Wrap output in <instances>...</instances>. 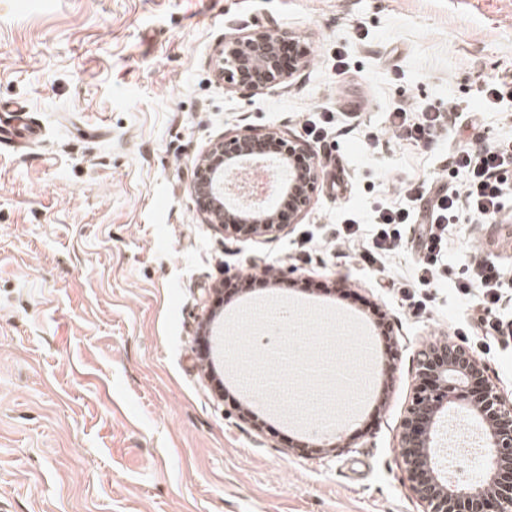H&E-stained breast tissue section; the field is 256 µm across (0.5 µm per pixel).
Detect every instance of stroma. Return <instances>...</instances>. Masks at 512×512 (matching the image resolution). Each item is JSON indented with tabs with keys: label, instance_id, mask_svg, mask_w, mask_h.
Segmentation results:
<instances>
[{
	"label": "stroma",
	"instance_id": "obj_1",
	"mask_svg": "<svg viewBox=\"0 0 512 512\" xmlns=\"http://www.w3.org/2000/svg\"><path fill=\"white\" fill-rule=\"evenodd\" d=\"M261 25L296 37L307 65L245 96L217 51ZM496 78L512 80V0H0V100L42 127L0 157V512H423L398 446L418 349L465 344L512 394V342L467 338L477 311L458 286L490 254L512 270V184L497 222L449 227L411 305L409 253L377 279L336 227L408 184H464L450 151L512 139V94L483 99ZM428 105L455 124L420 145L392 132L393 107ZM320 106L336 138L298 223L249 240L206 223L192 186L210 145L247 127L306 142ZM253 262L273 264L280 295L387 315L375 348L397 349L396 368L338 446L246 414L196 361L214 286Z\"/></svg>",
	"mask_w": 512,
	"mask_h": 512
}]
</instances>
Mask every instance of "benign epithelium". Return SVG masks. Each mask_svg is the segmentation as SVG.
<instances>
[{
  "mask_svg": "<svg viewBox=\"0 0 512 512\" xmlns=\"http://www.w3.org/2000/svg\"><path fill=\"white\" fill-rule=\"evenodd\" d=\"M288 32L260 28L235 38L218 51L217 72L224 82L245 94L273 88L296 73L306 51L299 50L295 63L281 68L277 44ZM282 144L281 154L263 153L268 142ZM308 159L305 169L288 168L291 215L307 210L318 181L314 154L278 132L245 128L217 140L200 160L193 194L199 211L210 224L236 238L275 236L284 230L272 203L261 213L240 214L233 198L225 195L227 177L242 164L282 162L292 154ZM417 394L407 410L399 435V448L408 479L427 512H512V400L490 383L485 366L457 341L444 337L420 349L416 362ZM455 405L473 413L484 429L488 448L486 483L472 488H448L439 477L432 456V433L440 411Z\"/></svg>",
  "mask_w": 512,
  "mask_h": 512,
  "instance_id": "obj_1",
  "label": "benign epithelium"
}]
</instances>
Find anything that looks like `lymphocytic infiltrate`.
I'll list each match as a JSON object with an SVG mask.
<instances>
[{
  "label": "lymphocytic infiltrate",
  "instance_id": "f902f5d3",
  "mask_svg": "<svg viewBox=\"0 0 512 512\" xmlns=\"http://www.w3.org/2000/svg\"><path fill=\"white\" fill-rule=\"evenodd\" d=\"M442 113L433 107L422 108L410 116L403 107L389 114L390 127L404 139L415 143L425 141L441 122ZM448 163L466 174L464 187L438 186L423 210L408 206L378 207L373 217L374 230L365 242L363 259L368 265L383 261L387 254L402 244L400 225L411 227L413 240L428 255L420 261L418 287H428L435 277L436 267L448 249V228L453 224H486L501 212L504 176L512 169V141H503L490 149L473 151L462 146L449 153ZM512 286V276L497 261L484 258L475 264L462 287L476 291V304L481 314L471 329L472 335L493 339L512 337V323L499 317L498 312Z\"/></svg>",
  "mask_w": 512,
  "mask_h": 512
}]
</instances>
